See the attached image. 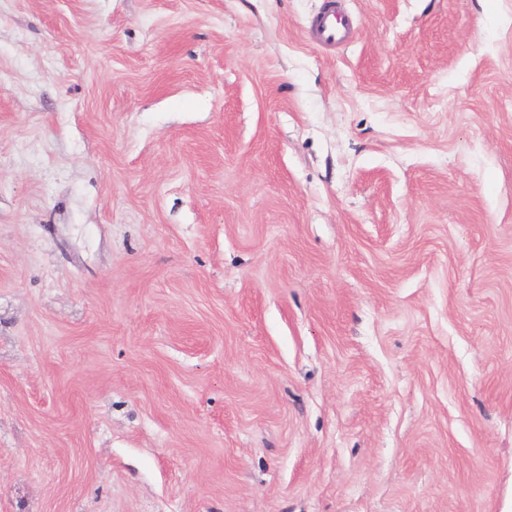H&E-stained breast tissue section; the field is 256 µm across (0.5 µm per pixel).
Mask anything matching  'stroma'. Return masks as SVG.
<instances>
[{"mask_svg":"<svg viewBox=\"0 0 512 512\" xmlns=\"http://www.w3.org/2000/svg\"><path fill=\"white\" fill-rule=\"evenodd\" d=\"M0 0V512H512V0ZM349 28V16L332 11L324 14L316 21L315 33L321 42L335 44L345 38Z\"/></svg>","mask_w":512,"mask_h":512,"instance_id":"obj_1","label":"stroma"}]
</instances>
